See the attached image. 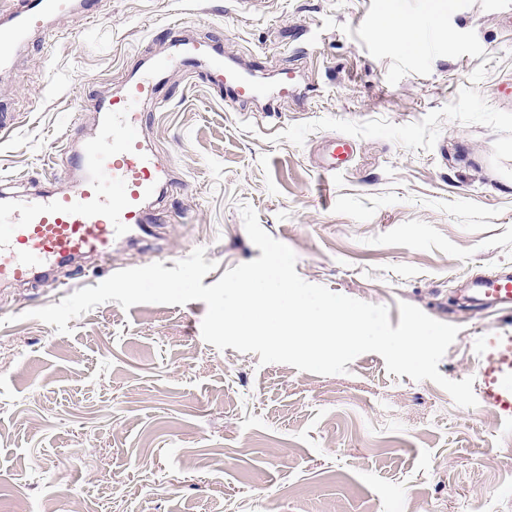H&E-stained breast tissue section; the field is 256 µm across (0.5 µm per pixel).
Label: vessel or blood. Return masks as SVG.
<instances>
[{
    "label": "vessel or blood",
    "mask_w": 512,
    "mask_h": 512,
    "mask_svg": "<svg viewBox=\"0 0 512 512\" xmlns=\"http://www.w3.org/2000/svg\"><path fill=\"white\" fill-rule=\"evenodd\" d=\"M0 16V62L7 61L47 17L62 19L74 5L95 11L98 0H12ZM205 61L218 90L240 103L263 96V89L224 59L218 39L174 38L170 52L153 68L165 71ZM157 95L147 76L131 80L121 95L104 102L96 138L84 143L72 166L79 177L64 192L0 190V283H32L47 278L74 257L111 258L112 245L133 229L154 224L147 208L152 198H165L178 186L146 144L142 131L144 103ZM480 306L512 310V272L479 280ZM480 373L485 403L512 413V335L486 336Z\"/></svg>",
    "instance_id": "1"
}]
</instances>
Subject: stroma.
<instances>
[{
	"label": "stroma",
	"instance_id": "35a3bbf8",
	"mask_svg": "<svg viewBox=\"0 0 512 512\" xmlns=\"http://www.w3.org/2000/svg\"><path fill=\"white\" fill-rule=\"evenodd\" d=\"M512 0H101L36 31L0 68V178L68 169L98 103L166 54L169 23L221 35L224 58L297 95L269 115L214 96L205 66L159 74L143 136L180 181L156 224L55 281L0 283V512H512V417L457 406L365 353L319 375L204 341V302L111 301L69 333L30 318L117 271L261 255L242 206L306 282L458 326L438 370L478 377L480 272L512 268ZM417 24L393 36L391 20ZM353 154L322 174L330 143Z\"/></svg>",
	"mask_w": 512,
	"mask_h": 512
}]
</instances>
